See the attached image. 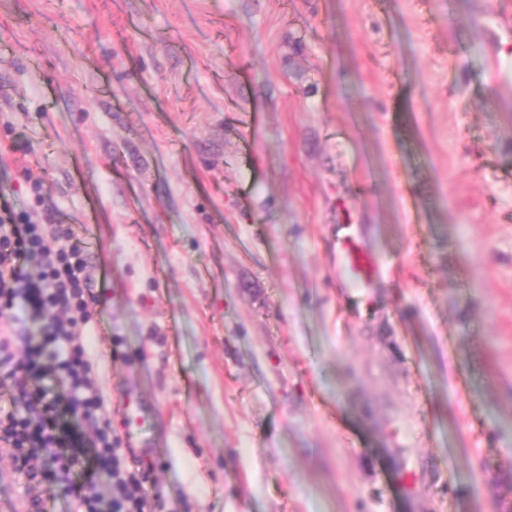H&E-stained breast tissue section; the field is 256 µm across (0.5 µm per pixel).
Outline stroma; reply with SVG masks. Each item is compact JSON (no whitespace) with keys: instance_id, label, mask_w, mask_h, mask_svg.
Returning a JSON list of instances; mask_svg holds the SVG:
<instances>
[{"instance_id":"obj_1","label":"stroma","mask_w":512,"mask_h":512,"mask_svg":"<svg viewBox=\"0 0 512 512\" xmlns=\"http://www.w3.org/2000/svg\"><path fill=\"white\" fill-rule=\"evenodd\" d=\"M505 12L0 0V187L87 239L96 385L116 433L127 387L154 414L156 512H512ZM344 224L382 262L361 293ZM13 453L0 512H70Z\"/></svg>"}]
</instances>
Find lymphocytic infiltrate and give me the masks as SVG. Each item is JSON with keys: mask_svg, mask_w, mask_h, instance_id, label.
<instances>
[{"mask_svg": "<svg viewBox=\"0 0 512 512\" xmlns=\"http://www.w3.org/2000/svg\"><path fill=\"white\" fill-rule=\"evenodd\" d=\"M88 255L70 226L43 223L0 189V363L16 389L0 442L16 473L63 487L72 512H154L149 473L128 466L95 387L93 341L77 330L93 296Z\"/></svg>", "mask_w": 512, "mask_h": 512, "instance_id": "obj_1", "label": "lymphocytic infiltrate"}]
</instances>
